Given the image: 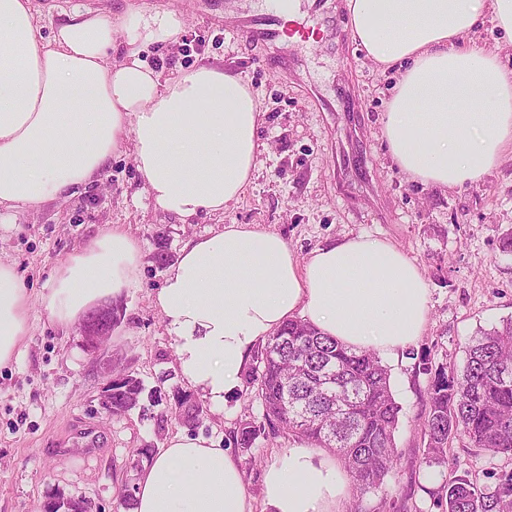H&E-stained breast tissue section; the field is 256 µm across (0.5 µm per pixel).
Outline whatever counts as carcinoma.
Returning <instances> with one entry per match:
<instances>
[{
	"instance_id": "1",
	"label": "carcinoma",
	"mask_w": 512,
	"mask_h": 512,
	"mask_svg": "<svg viewBox=\"0 0 512 512\" xmlns=\"http://www.w3.org/2000/svg\"><path fill=\"white\" fill-rule=\"evenodd\" d=\"M418 371L430 376L421 428L427 466L445 465L448 443L457 436L492 455L512 456V319L479 331L462 369H434L423 358ZM246 382L256 387L269 427L336 454L359 498L385 492V479L400 460L395 432L401 406L377 352L348 348L290 319L257 350ZM145 396L161 401L137 376L125 375L112 383V415L142 407ZM172 398L180 424L195 430L202 405L177 387ZM259 435L245 423L232 436L233 445L246 453ZM435 494L445 512H512V473L479 485L454 471Z\"/></svg>"
}]
</instances>
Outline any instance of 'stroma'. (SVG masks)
Returning <instances> with one entry per match:
<instances>
[{"instance_id":"1","label":"stroma","mask_w":512,"mask_h":512,"mask_svg":"<svg viewBox=\"0 0 512 512\" xmlns=\"http://www.w3.org/2000/svg\"><path fill=\"white\" fill-rule=\"evenodd\" d=\"M36 16L65 22L73 8L116 14L128 6L172 7L185 14L181 42L144 54L166 73L203 63L243 74L263 112L258 166L237 202L224 212L191 221L163 212L144 190L129 148L115 153L96 183L38 210H0V260L23 277L31 297L29 330L12 361L0 367V512H44L60 498L91 501L117 512L125 484L136 483L137 451L161 449L181 425L163 399L147 412L106 416L99 406L101 370L83 349L80 325L62 327L43 297L54 271L112 227L135 239L140 283L113 298L120 321L106 346L112 367L133 372L146 389L180 385L176 341L155 304L167 272L183 246L226 224H253L276 232L298 258L339 239L369 235L400 248L420 268L428 288L425 331L398 355L384 356L403 410L396 433L401 458L386 480L392 512H443L429 494L448 469L427 467L419 425L428 385L417 371L462 367L478 330L512 319V253L499 239L512 228V153L481 182L447 189L412 180L390 159L383 115L398 78L379 67L352 39L335 52L307 43L293 69L282 71L263 49L224 30L222 0H29ZM315 83L335 111L308 98ZM263 425L254 388L240 386L223 406L205 405L197 435L228 447L243 423ZM97 438L86 445L83 431ZM302 439L281 430L261 433L250 453H238L252 512H271L263 476L286 449ZM449 462L469 470L478 484L512 472V457H489L464 438L448 447Z\"/></svg>"}]
</instances>
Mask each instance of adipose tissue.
Segmentation results:
<instances>
[{
    "instance_id": "obj_1",
    "label": "adipose tissue",
    "mask_w": 512,
    "mask_h": 512,
    "mask_svg": "<svg viewBox=\"0 0 512 512\" xmlns=\"http://www.w3.org/2000/svg\"><path fill=\"white\" fill-rule=\"evenodd\" d=\"M353 39L400 65L383 120L396 165L444 188L480 182L512 151V69L474 39L491 16L512 42V0H346ZM28 0H0V209H36L99 180L130 147L145 189L190 219L239 199L257 166L258 102L240 73L202 64L169 75L141 54L177 43L184 15L73 10L51 38ZM125 54L111 59L116 35ZM140 251L121 228L72 255L44 298L63 326L137 287ZM186 385L216 406L248 356L295 315L355 349L394 354L422 335L428 290L391 242L348 237L298 260L277 233L227 224L184 245L156 295ZM30 295L0 261V366L29 329ZM347 483L303 447L265 476L272 512H336ZM132 512H252L239 461L203 437L169 440L145 466Z\"/></svg>"
}]
</instances>
